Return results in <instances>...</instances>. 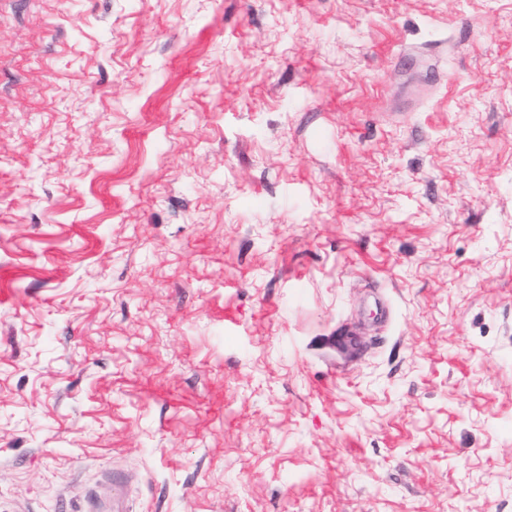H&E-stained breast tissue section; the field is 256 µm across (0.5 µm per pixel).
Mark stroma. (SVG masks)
Returning <instances> with one entry per match:
<instances>
[{"label":"stroma","mask_w":512,"mask_h":512,"mask_svg":"<svg viewBox=\"0 0 512 512\" xmlns=\"http://www.w3.org/2000/svg\"><path fill=\"white\" fill-rule=\"evenodd\" d=\"M512 512V0H0V512Z\"/></svg>","instance_id":"1"}]
</instances>
